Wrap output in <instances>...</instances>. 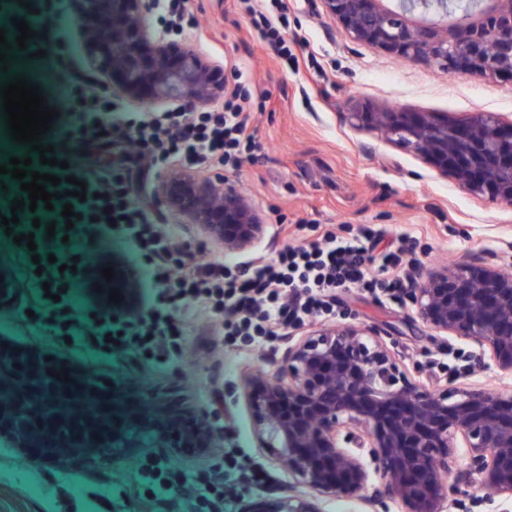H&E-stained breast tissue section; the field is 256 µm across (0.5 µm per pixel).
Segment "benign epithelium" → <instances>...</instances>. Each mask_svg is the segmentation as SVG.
I'll use <instances>...</instances> for the list:
<instances>
[{"label":"benign epithelium","mask_w":512,"mask_h":512,"mask_svg":"<svg viewBox=\"0 0 512 512\" xmlns=\"http://www.w3.org/2000/svg\"><path fill=\"white\" fill-rule=\"evenodd\" d=\"M357 43L466 77L512 81V0H321ZM84 31L81 54L96 87L144 105L204 107L224 94V67L149 23L150 0H69ZM386 131L440 173L478 195L512 204V122L491 114L452 121L391 107L350 113ZM166 207L228 252L254 247L265 224L254 199L215 174L171 169L158 184ZM431 330L512 371V271L469 257L429 272L409 291ZM242 392L257 445L302 492L252 512H320L323 498L400 512H447L463 488L512 502V395L481 385L433 389L410 378L379 333L321 324L288 342L273 376L249 372ZM217 436L179 410L168 448ZM467 465L458 470L460 458ZM459 471L454 483L447 476Z\"/></svg>","instance_id":"7a95c632"}]
</instances>
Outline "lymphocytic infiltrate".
<instances>
[{
	"label": "lymphocytic infiltrate",
	"mask_w": 512,
	"mask_h": 512,
	"mask_svg": "<svg viewBox=\"0 0 512 512\" xmlns=\"http://www.w3.org/2000/svg\"><path fill=\"white\" fill-rule=\"evenodd\" d=\"M239 2L271 50L281 59H291L284 36L286 0ZM54 54L68 75L73 116L62 129V138L87 145L105 138L117 151L111 170L88 180L85 200L74 202L79 216L74 233L95 244L120 228L141 253L155 285L151 306L130 314L78 311L68 299L56 302L51 296L31 303V324L44 327L58 347L74 340L108 355L121 346L163 363L179 353L188 320L202 312L215 336L226 342L270 349L289 329L310 318L335 319L341 291L380 290L397 301L411 287V279L397 274L400 266L414 263L404 235L397 248L378 258L374 241L379 231L343 237L328 229L312 241L284 247L273 259L235 266L202 258L191 242L177 243L176 233L163 228L157 214L133 199L132 184L145 178L151 160L227 171L237 170L243 160H257L262 146L250 130L252 95L240 84L241 68L233 69L239 84L218 109L120 115L108 101L89 105L88 84L75 74L76 61L67 41L56 40ZM51 252L55 263L45 264L39 273L27 268L26 278L35 286L48 285L52 295L72 287L73 276L67 268L69 244L53 242ZM141 468L148 476L142 494L157 512H170L188 481L186 474L162 464L156 455L146 456Z\"/></svg>",
	"instance_id": "lymphocytic-infiltrate-1"
}]
</instances>
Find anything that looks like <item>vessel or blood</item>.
Masks as SVG:
<instances>
[{
  "label": "vessel or blood",
  "instance_id": "1",
  "mask_svg": "<svg viewBox=\"0 0 512 512\" xmlns=\"http://www.w3.org/2000/svg\"><path fill=\"white\" fill-rule=\"evenodd\" d=\"M100 282L97 268L89 264L75 285L83 303L111 309L109 292L96 290ZM37 294V289L0 281V307L12 312H21ZM0 360L11 369V393L38 387L35 399L0 416V432L8 434L13 446L27 448L46 470L82 464L93 452L122 457V449L112 445V388L105 376L70 366L59 348L49 354L9 344L0 346ZM61 370L66 378H58Z\"/></svg>",
  "mask_w": 512,
  "mask_h": 512
}]
</instances>
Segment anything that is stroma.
I'll return each instance as SVG.
<instances>
[{
  "mask_svg": "<svg viewBox=\"0 0 512 512\" xmlns=\"http://www.w3.org/2000/svg\"><path fill=\"white\" fill-rule=\"evenodd\" d=\"M288 39L294 54L288 66L277 63L236 0H190L180 41L225 67L242 64L244 82L253 94L256 134L266 158L244 164L233 181L253 196L267 232L256 252L237 258H273L283 242L312 237L314 225L339 234L365 227L386 230L377 245L385 250L399 234L416 243L417 273L473 255L512 269V205L488 195H475L439 174L419 156L390 141L383 133L352 125L348 112L386 105L409 112L448 114L468 120L492 113L512 121V84L493 78L447 74L422 62H404L384 49L349 40L328 18L320 0H289ZM24 16L36 35L18 52L7 75L24 74L44 91L45 103L56 111V123L67 119L61 87L64 77L46 56L59 31L78 35L71 19L46 21L27 13L17 0H0V28ZM45 141L69 155L70 173L86 178L109 165L111 152L92 150L77 141L62 142L55 131ZM140 203L166 224L221 258V245L210 241L197 225L173 214L156 193L155 184L136 189ZM287 233H279V223ZM99 267H112L111 285L123 299L148 300L141 261L122 236L113 231L112 246L94 255ZM339 322L372 327L397 362L407 370L432 376L441 386L466 389L484 385L512 393V373L475 367L469 348L442 337L419 321L407 302L377 299L359 289L341 296ZM204 315L190 323L178 357L156 364L132 351L112 355V421L117 425L146 417L150 401L170 394L182 398L201 418L212 420V391L224 395L223 434L208 447L190 454L168 453L167 464L195 475L216 466L219 457L233 456L238 478L224 481V512H247L264 499L288 495L296 486L279 470L252 435V416L241 394V381L252 368L269 367L276 350L250 348L221 351L207 343ZM159 437L131 444L124 457L101 463L93 472L40 469L24 456L0 452V512H154L137 489L138 461L162 450Z\"/></svg>",
  "mask_w": 512,
  "mask_h": 512,
  "instance_id": "35a3bbf8",
  "label": "stroma"
}]
</instances>
